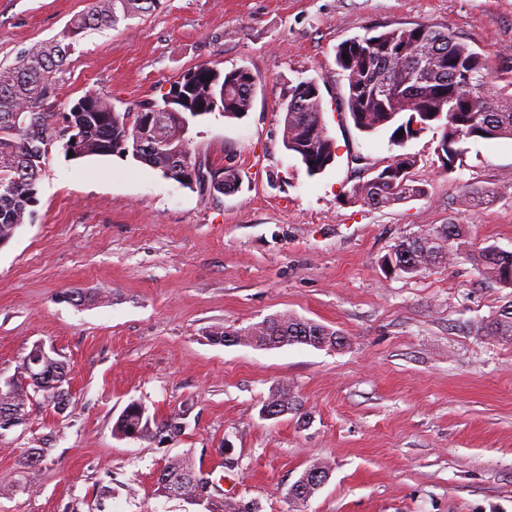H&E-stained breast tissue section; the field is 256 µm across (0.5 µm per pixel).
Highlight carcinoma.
Masks as SVG:
<instances>
[{
  "mask_svg": "<svg viewBox=\"0 0 512 512\" xmlns=\"http://www.w3.org/2000/svg\"><path fill=\"white\" fill-rule=\"evenodd\" d=\"M160 0H91L87 10L75 15L68 27L84 33L90 29L114 27L119 21L136 14L156 10ZM377 40L402 50V59L426 58L434 61L438 70L426 75L408 64L395 68L389 64L380 71L365 65L367 43ZM75 40L60 34L49 42L37 43L25 51L17 61L0 67V238H11L17 228L31 215L36 203L37 181L45 154L38 152L42 139L50 138L54 113L48 111L49 99L54 93L57 74L62 72ZM336 65L347 81L346 107L354 126L363 132H378L393 128L391 139L400 143L411 136V124L422 129L442 123L441 151L444 166L452 168L462 154L459 144L467 139H512V80L500 91H491L493 74L486 56L474 51L454 34L424 23L397 27L378 33L367 31L336 49ZM381 84L385 81L404 86L407 96L395 101L372 98L359 90L360 82ZM255 80L244 67L229 72L202 64L188 70L170 89L171 102L179 112L192 118L221 112L227 118H237L253 106ZM485 107L483 112H468L474 99ZM152 107L135 112H118L111 100L96 91H88L70 109L71 122L81 127V157L107 156L123 149L154 168H171L166 146L181 141V131L171 122L157 131L150 127L141 134L146 148L130 144L137 124L144 121ZM282 139L285 148L305 166L309 175L324 172L334 162L336 147L333 139L310 136L311 130L323 123L322 100L318 83L313 79L300 80L288 91L283 104ZM402 136H396L398 131ZM417 160L408 154H398L382 168L387 173L379 184L365 182L349 193L353 202H364L375 207H389L414 197L425 195L424 185L412 178ZM462 203L478 208L489 203V195L478 189H469L462 195ZM465 236L460 224H445L427 235L406 238L389 253L398 264L397 274L409 275L421 269L450 262L457 255L455 243ZM479 272L493 282L512 288V251L487 247L472 255ZM266 326L260 335L274 343H288L290 338L304 333L325 335L338 332L321 324L279 314L264 319ZM478 333L489 338L512 340V304L503 307L492 321L481 325ZM31 374L20 366L14 386L25 391L10 399V405L27 407L38 392L53 400L52 390L30 382ZM131 426L144 439L153 433L152 426L133 414L118 419L115 432L122 436ZM48 449L29 448L24 451L20 466L38 465L44 461ZM205 512H238L233 502L213 490L204 504Z\"/></svg>",
  "mask_w": 512,
  "mask_h": 512,
  "instance_id": "carcinoma-1",
  "label": "carcinoma"
}]
</instances>
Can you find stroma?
Segmentation results:
<instances>
[{"label": "stroma", "instance_id": "obj_1", "mask_svg": "<svg viewBox=\"0 0 512 512\" xmlns=\"http://www.w3.org/2000/svg\"><path fill=\"white\" fill-rule=\"evenodd\" d=\"M90 0H0V65L56 37ZM406 23L448 29L512 77V0H161L151 13L87 32L57 76L53 111L86 91L120 112L161 101L195 66L248 68L244 116L190 123L194 152L232 165L221 193L180 185L121 155L68 157L53 140L31 221L0 245V378L35 343L68 362L70 399L42 395L0 435V512H201L154 494L169 457L208 472L225 498L292 512L304 470L328 469L306 512H512V340L479 336L512 301L471 261L512 251V139L468 140L453 169L442 130L394 144L357 130L336 75L338 45ZM316 80L334 163L309 175L282 141L291 84ZM415 156L425 196L351 202L393 155ZM489 192L488 205L460 204ZM465 236L450 265L400 277L381 261L402 239L444 224ZM345 339L331 351L211 342L208 331L276 314ZM288 386L299 408H261ZM181 433L116 435L128 404ZM45 461L21 469L25 449Z\"/></svg>", "mask_w": 512, "mask_h": 512}]
</instances>
